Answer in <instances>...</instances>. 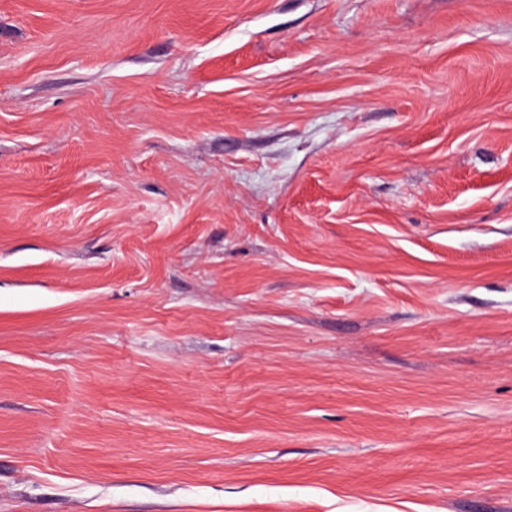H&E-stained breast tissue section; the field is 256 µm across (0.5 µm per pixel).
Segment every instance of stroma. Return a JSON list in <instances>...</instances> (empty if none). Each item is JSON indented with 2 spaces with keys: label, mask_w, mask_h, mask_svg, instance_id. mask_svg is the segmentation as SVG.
<instances>
[{
  "label": "stroma",
  "mask_w": 512,
  "mask_h": 512,
  "mask_svg": "<svg viewBox=\"0 0 512 512\" xmlns=\"http://www.w3.org/2000/svg\"><path fill=\"white\" fill-rule=\"evenodd\" d=\"M0 512H512V0H0Z\"/></svg>",
  "instance_id": "35a3bbf8"
}]
</instances>
